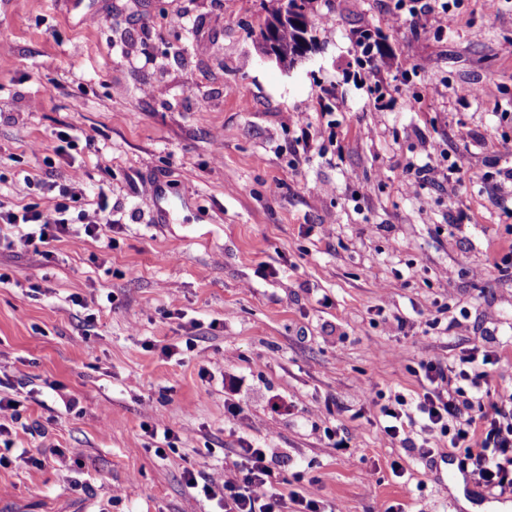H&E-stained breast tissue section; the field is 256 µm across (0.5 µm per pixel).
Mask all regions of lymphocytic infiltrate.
<instances>
[{"instance_id":"obj_1","label":"lymphocytic infiltrate","mask_w":512,"mask_h":512,"mask_svg":"<svg viewBox=\"0 0 512 512\" xmlns=\"http://www.w3.org/2000/svg\"><path fill=\"white\" fill-rule=\"evenodd\" d=\"M450 0H393L396 14L419 21L423 34L442 30L448 20ZM78 178L60 185L61 201L49 213L29 209L0 211V222L25 224V246L48 247L70 233L67 201L77 194ZM460 365L420 362L418 376L423 391L416 398L395 395L380 405L378 421L384 433L405 451L432 457L433 444L448 439L452 447L465 448L461 468L478 485L512 495V387L490 385L488 369L497 365L496 351L472 346L463 351ZM420 425L425 438L415 442L407 430ZM188 487L202 488L209 497H221L224 512H320L314 490L284 491L287 477L275 476L264 449L245 446L224 472L197 476L186 471Z\"/></svg>"}]
</instances>
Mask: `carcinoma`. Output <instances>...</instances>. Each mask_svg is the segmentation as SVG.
Returning <instances> with one entry per match:
<instances>
[{"instance_id":"obj_1","label":"carcinoma","mask_w":512,"mask_h":512,"mask_svg":"<svg viewBox=\"0 0 512 512\" xmlns=\"http://www.w3.org/2000/svg\"><path fill=\"white\" fill-rule=\"evenodd\" d=\"M277 2L278 7L267 11L259 33L272 42L271 48L277 50L284 63L292 67L307 55L302 44L313 46V36L310 35L312 22L308 19L311 0Z\"/></svg>"}]
</instances>
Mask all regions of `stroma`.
<instances>
[{
	"mask_svg": "<svg viewBox=\"0 0 512 512\" xmlns=\"http://www.w3.org/2000/svg\"><path fill=\"white\" fill-rule=\"evenodd\" d=\"M273 5L0 0V203L48 213L49 183H83L51 257L0 223L11 452H48L0 467V512H213L184 473L222 470L244 442L315 484L325 512H512L464 480L463 449L440 441L425 463L375 420L380 396L420 393L421 360L474 343L512 387V268L492 266L512 244V0H460L434 36L391 0H312L318 49L288 71L257 38ZM364 30L384 44L367 63ZM62 131L95 143L60 151ZM150 186L164 196L140 207ZM102 190L112 224L90 238L76 217ZM151 426L174 449L157 453Z\"/></svg>",
	"mask_w": 512,
	"mask_h": 512,
	"instance_id": "stroma-1",
	"label": "stroma"
}]
</instances>
